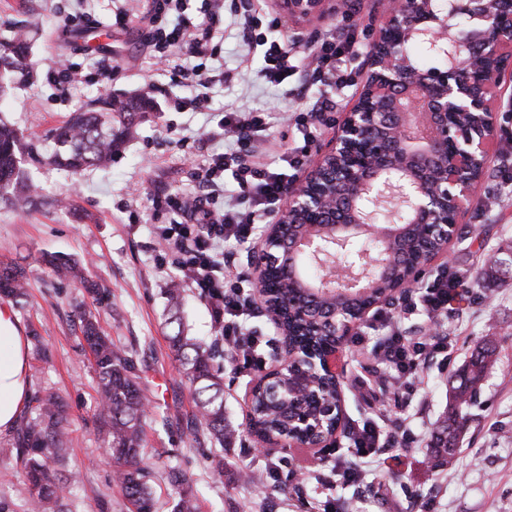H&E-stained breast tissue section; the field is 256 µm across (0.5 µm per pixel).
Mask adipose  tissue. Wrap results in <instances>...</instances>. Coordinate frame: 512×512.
I'll list each match as a JSON object with an SVG mask.
<instances>
[{
  "mask_svg": "<svg viewBox=\"0 0 512 512\" xmlns=\"http://www.w3.org/2000/svg\"><path fill=\"white\" fill-rule=\"evenodd\" d=\"M24 329L14 314L0 308V433L11 429L25 404L28 388Z\"/></svg>",
  "mask_w": 512,
  "mask_h": 512,
  "instance_id": "1",
  "label": "adipose tissue"
}]
</instances>
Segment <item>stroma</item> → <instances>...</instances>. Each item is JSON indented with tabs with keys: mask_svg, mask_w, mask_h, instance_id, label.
<instances>
[{
	"mask_svg": "<svg viewBox=\"0 0 512 512\" xmlns=\"http://www.w3.org/2000/svg\"><path fill=\"white\" fill-rule=\"evenodd\" d=\"M236 5L251 9L260 22L270 13L280 16L283 40L304 56L333 40L350 42V87L329 86L321 69L307 89L271 86L259 74L260 55L247 54L231 27L218 45L216 63L233 71L234 81L215 87L196 111L168 110L162 101L191 90L158 73L141 23L113 25L114 0H93L87 9L79 0H0V44L10 42L22 25L32 38L31 80L0 98V120L15 126L25 141L51 152V129L101 96L136 93L152 83L160 103L109 168L73 175L47 161H28L24 168L41 206L18 210L0 203V267L18 266L27 275V297L13 312L26 336H39L43 345L39 353L26 350L28 390L54 388L68 406L70 452L61 467L68 512H129L97 419L96 372L74 333L76 310L87 302L114 342L132 354L133 373L148 400L142 464L152 472L157 512L172 510L168 472L173 468L197 489L200 512H512V284L496 288L489 299L475 296L464 310L440 314L439 328L448 334L446 349L415 377L395 379L375 352L382 331L360 326L362 343L350 346L342 380L348 419L355 425L379 423L391 437L407 431L415 443L381 448L359 483L346 485L337 476L352 452L345 437L338 447L317 453L309 448L257 451L244 400L259 372L227 357L220 364L234 437L221 445L188 427L196 412L192 385L179 370L165 326V290L176 271L168 263L157 266L155 257L165 247L152 232L169 216L154 210L152 198L161 189L195 192L180 141L215 129L221 113L230 109L296 113L312 133L309 156L295 173L303 179L356 98L381 17L380 0H357L356 10L344 14L336 12L334 0H322L319 12L308 17L289 13L282 0H236ZM70 15L79 17L83 35L65 28L63 19ZM63 56L83 72L110 67L114 74L106 84L90 82L63 97L45 80ZM506 87L489 134L494 173L474 185L475 203L459 217L460 223L477 225L480 233L454 239L444 257L449 271L462 277L480 268L487 255L512 245V156L499 157L512 138V80ZM323 95L333 100V109L313 111ZM133 186L139 196L130 206L126 199ZM46 253L87 262L86 276L96 284V295L59 279L42 263ZM487 335L496 340L498 362L479 405L470 409L454 468L437 466L429 454L430 435L446 409L448 380ZM394 454L402 464L391 469L385 460ZM219 460L224 463L220 473L214 469ZM244 470L263 472L264 488L243 482ZM25 483L22 462L0 455V502L7 512H25Z\"/></svg>",
	"mask_w": 512,
	"mask_h": 512,
	"instance_id": "1",
	"label": "stroma"
}]
</instances>
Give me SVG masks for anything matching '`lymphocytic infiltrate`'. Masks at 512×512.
<instances>
[{
    "label": "lymphocytic infiltrate",
    "mask_w": 512,
    "mask_h": 512,
    "mask_svg": "<svg viewBox=\"0 0 512 512\" xmlns=\"http://www.w3.org/2000/svg\"><path fill=\"white\" fill-rule=\"evenodd\" d=\"M189 2L151 0L141 20L159 71L194 89V97L179 104L180 109L193 111L207 100L215 85L232 81L234 75L211 64L224 19V0H200L201 18L196 22L187 14ZM234 23L248 49L263 47L261 75L268 84L284 89L291 83H304L306 71L292 47L253 35L245 19L235 18ZM217 126L224 136L223 151L197 154L192 159L197 192L175 195L160 191L154 195V206L171 215L169 223L156 226L155 236L174 252L173 265L180 282L206 301L223 335L233 340L249 365L255 361L257 341L240 335L237 320L250 315L253 304L240 272L224 258V243L248 240L258 225L269 222L279 209L290 171L303 165L307 148L277 151L282 166L276 169L256 152L257 143L269 137V126L259 113L232 111L222 115ZM383 323L388 333L377 353L397 378L412 376L432 353L446 346L441 336L415 341L402 334L398 321L387 317Z\"/></svg>",
    "instance_id": "1"
}]
</instances>
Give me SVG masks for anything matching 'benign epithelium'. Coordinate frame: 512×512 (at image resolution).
I'll use <instances>...</instances> for the list:
<instances>
[{
	"mask_svg": "<svg viewBox=\"0 0 512 512\" xmlns=\"http://www.w3.org/2000/svg\"><path fill=\"white\" fill-rule=\"evenodd\" d=\"M288 12L310 15L321 0H283ZM494 0H387L367 51L369 71L357 97L325 146L317 165L304 181L292 186L285 207L258 229V245L249 257L257 290L266 273L288 260L308 255L323 267L345 273L348 283L326 278L316 292L341 299L366 294L374 280L395 263L390 243L404 226L424 227L437 247L421 255L384 302H396L415 284L420 271L448 250L453 225L468 208L473 185L489 161L487 136L493 125L494 103L501 73L512 68V26L506 25ZM464 14L482 22L472 33L473 52L485 62L476 73L459 59L451 20ZM416 41L445 64L417 70L405 51ZM393 200L404 216L380 224L363 209V202ZM365 238L378 246L349 260L346 246ZM366 313L350 318L340 311L329 319L334 343L315 360L288 347L282 330L276 357L266 372L288 370V400L299 399L315 375L336 381L345 373L351 336ZM336 418L332 432L321 430V419L299 412L288 419L295 433L286 439L259 440L264 448H326L342 431L346 418L344 395L328 408Z\"/></svg>",
	"mask_w": 512,
	"mask_h": 512,
	"instance_id": "benign-epithelium-1",
	"label": "benign epithelium"
}]
</instances>
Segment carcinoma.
<instances>
[{"instance_id": "cac0c4a2", "label": "carcinoma", "mask_w": 512, "mask_h": 512, "mask_svg": "<svg viewBox=\"0 0 512 512\" xmlns=\"http://www.w3.org/2000/svg\"><path fill=\"white\" fill-rule=\"evenodd\" d=\"M10 47L12 54L0 55V67L10 71L16 82H24L31 76L26 33H18ZM154 108L153 98L146 92L130 98H98L92 109L73 113L67 121L51 130V138L57 146L52 162L73 174L110 165L121 139L132 136L136 118ZM27 156L37 157V147L24 144L13 126L0 121V200L25 209L37 205L22 168ZM428 245L429 241L421 238L417 229H409L398 244L400 257L391 277L373 288V297L378 299L386 295L413 263V257ZM43 262L52 266L59 276L73 279L89 294H96L95 286L77 263L48 254L43 256ZM304 264L312 271L294 272L285 263L272 271L265 303L278 313L281 328L290 343L300 348L320 347L329 340V335L293 313L289 303L299 299L328 312L340 307L348 313H357L363 302L354 299L338 304L329 299L312 298L308 288L320 283L326 272L310 259L297 261L299 267ZM508 281H512V246L508 247L506 256H494L485 261L481 272L472 280L456 279L448 290V307L460 310L475 295V289H484L487 297L491 288ZM25 288L26 272L23 268H0L1 296L19 303L26 297ZM181 305L182 289H167L168 323L177 324L168 335V341L179 363V371L194 386L197 415L191 419L190 426L195 431L207 432L222 443L233 435L234 430L225 418L222 369L211 365L216 358L218 342L208 345L189 335L180 317ZM78 319L83 339L95 363L98 417L106 427L108 454L117 470V482L137 512H154L151 473L141 466L147 400L131 373L132 359L126 349L114 344L100 331L91 309H82ZM497 361L494 339L487 336L449 385L448 409L431 434V448L448 464L452 462L459 439L470 421L468 409L478 403L483 382ZM254 397V425L267 434L279 433L294 406L265 402V392L259 385L255 386ZM67 424V405L63 397L51 388L40 389L30 400L29 414L17 427L16 440L0 448L3 455L16 453L27 470V512H65L66 478L56 466L68 455ZM170 483L174 491L173 512H199L198 497L186 476L173 471Z\"/></svg>"}]
</instances>
